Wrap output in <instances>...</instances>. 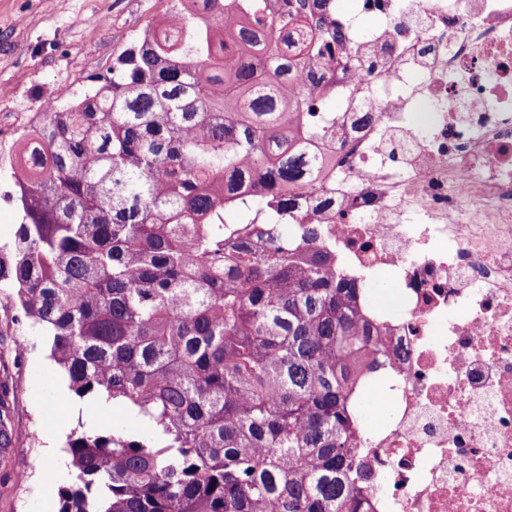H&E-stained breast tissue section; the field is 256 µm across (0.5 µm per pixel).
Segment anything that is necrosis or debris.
<instances>
[{"mask_svg":"<svg viewBox=\"0 0 512 512\" xmlns=\"http://www.w3.org/2000/svg\"><path fill=\"white\" fill-rule=\"evenodd\" d=\"M329 17L337 55L362 64L324 79L335 132L313 141L327 163L288 221L317 214L344 271L397 287L386 421L357 446L366 512H512V0H351Z\"/></svg>","mask_w":512,"mask_h":512,"instance_id":"4bbe7bcc","label":"necrosis or debris"}]
</instances>
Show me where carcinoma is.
Instances as JSON below:
<instances>
[{
  "label": "carcinoma",
  "instance_id": "carcinoma-1",
  "mask_svg": "<svg viewBox=\"0 0 512 512\" xmlns=\"http://www.w3.org/2000/svg\"><path fill=\"white\" fill-rule=\"evenodd\" d=\"M172 2L10 160L0 284L74 396L145 427L73 432L59 512H362L379 313L316 216L288 223L329 132L313 95L359 59L328 0Z\"/></svg>",
  "mask_w": 512,
  "mask_h": 512
}]
</instances>
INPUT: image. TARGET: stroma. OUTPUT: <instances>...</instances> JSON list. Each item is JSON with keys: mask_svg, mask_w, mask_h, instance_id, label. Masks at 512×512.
I'll return each instance as SVG.
<instances>
[{"mask_svg": "<svg viewBox=\"0 0 512 512\" xmlns=\"http://www.w3.org/2000/svg\"><path fill=\"white\" fill-rule=\"evenodd\" d=\"M170 0H0V248L11 246L21 221L9 194L10 156L23 127L34 124L45 101L66 103L83 95L93 75L142 33L146 20L167 11ZM24 345L20 362L12 351ZM46 337L19 316L9 289L0 288V383L21 386L9 403L11 450L26 462L17 481L0 455V512H58V492L68 480L63 447L78 427L116 425L138 434L140 421L125 407L78 400L79 412L62 421L54 404L68 380L49 357Z\"/></svg>", "mask_w": 512, "mask_h": 512, "instance_id": "1", "label": "stroma"}]
</instances>
